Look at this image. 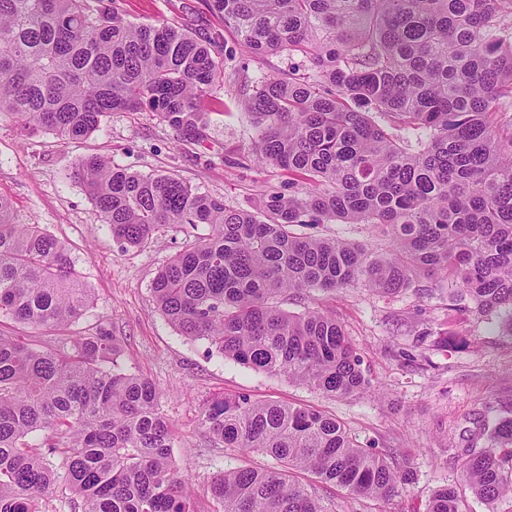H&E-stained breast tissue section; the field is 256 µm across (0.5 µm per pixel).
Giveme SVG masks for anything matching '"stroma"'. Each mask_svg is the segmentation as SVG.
<instances>
[{
  "mask_svg": "<svg viewBox=\"0 0 512 512\" xmlns=\"http://www.w3.org/2000/svg\"><path fill=\"white\" fill-rule=\"evenodd\" d=\"M135 23H180L212 38L224 62V79L206 100L202 141L192 143L153 112H111L80 141L25 127L0 112V195L13 204L17 223L38 224L65 241L89 290L86 313L63 328H31L0 317V332L50 347L72 336L104 329L120 346V364L148 378L163 394L160 411L174 431L172 457L188 480L193 512H217L210 485L224 469L272 467V458L253 452L226 455L200 429L202 403L216 394H247L309 407L341 421L357 443L404 461L409 484L382 502L353 497L305 477L309 492L329 512H426L435 487H457L463 512H512V501L487 505L470 493L462 475L461 449H486L485 429L512 417V336L498 317L448 308V285L430 280L394 296L361 285L333 292L313 291L303 304L342 325L357 348L361 369L371 381L366 393L332 397L283 375L258 372L216 354L206 341L181 336L161 314L152 293L158 271L209 225L174 224L135 248H123L102 224L97 208L70 171L83 157L98 155L128 171L174 175L199 192L222 200L230 210L258 211L272 192H287V173L257 163L253 115L240 105L254 81L287 69V56L256 58L244 53L224 27L212 0H119ZM302 236L338 239L386 249L389 241L365 224H302ZM465 336V348L447 344Z\"/></svg>",
  "mask_w": 512,
  "mask_h": 512,
  "instance_id": "35a3bbf8",
  "label": "stroma"
}]
</instances>
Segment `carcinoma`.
Returning <instances> with one entry per match:
<instances>
[{"mask_svg":"<svg viewBox=\"0 0 512 512\" xmlns=\"http://www.w3.org/2000/svg\"><path fill=\"white\" fill-rule=\"evenodd\" d=\"M116 2L0 0V112L62 140L86 138L110 112L145 110L202 137L199 103L224 79L223 62L208 40L129 22ZM213 6L250 54L312 61L314 72L268 75L243 101L257 119L256 156L288 172V193L255 214L98 156L70 174L119 243L138 246L169 224L211 226L153 280L167 321L226 360L333 397L370 388L356 349L335 318L287 311L283 300L356 284L393 295L439 278L453 306L494 313L512 333V0ZM306 216L370 224L392 247L299 236ZM88 300L65 244L16 223L0 197V316L61 327ZM118 358L102 330L54 348L0 333V512H46L61 485L82 512H192L160 392ZM200 425L226 451L280 463L218 474L220 512H328L301 475L382 501L410 478L307 407L220 395L204 403ZM488 435V449H464L463 476L493 503L512 498V417ZM460 509L445 485L426 512Z\"/></svg>","mask_w":512,"mask_h":512,"instance_id":"carcinoma-1","label":"carcinoma"}]
</instances>
